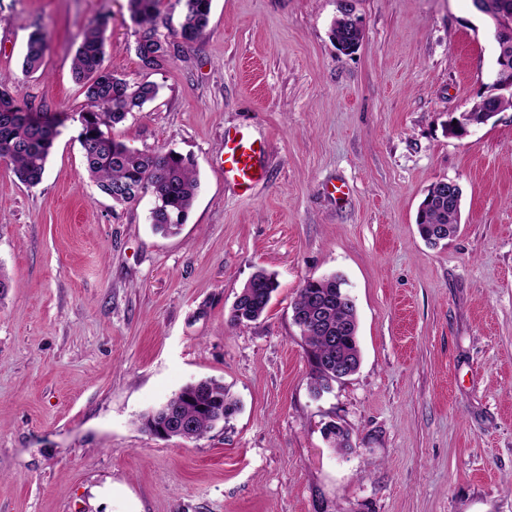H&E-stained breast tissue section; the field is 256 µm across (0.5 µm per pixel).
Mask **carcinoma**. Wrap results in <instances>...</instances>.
Wrapping results in <instances>:
<instances>
[{
	"label": "carcinoma",
	"instance_id": "1",
	"mask_svg": "<svg viewBox=\"0 0 512 512\" xmlns=\"http://www.w3.org/2000/svg\"><path fill=\"white\" fill-rule=\"evenodd\" d=\"M133 20L144 27L137 41L136 55L145 70L163 66L171 55L170 43L161 39L153 28L161 0H128ZM181 23L177 32L181 43L191 45L205 33L209 24L212 0H176ZM332 34L345 52L346 43L359 40L353 23L338 18ZM105 28L102 23L90 25L83 33L73 60L76 81L82 84L87 110L80 114L85 168L101 192L112 196V190L144 183V194L153 199L150 211L154 229L165 236L180 233L186 222L199 186L191 158L174 151L139 152L115 139L107 129L123 122L132 112L140 111L158 94L150 82L131 83L103 66ZM48 50L47 35L36 30L28 38L22 67L27 73L40 69ZM0 76V159L9 161L19 180L28 185L39 184L54 145L59 120L47 114L23 113L17 96ZM460 208L448 198L434 196L423 200L416 219L418 232L428 244L437 245L439 234L453 237L459 230ZM338 275L307 279L298 289L293 302V321L300 328L310 366V385L319 396L336 382V364H346L352 371L360 366L358 336L336 341V326L356 327L357 312L337 283ZM278 288L275 279L263 270L255 272L235 300L230 324L253 322L265 313L272 294ZM238 410L237 402L224 384L203 379L182 387L161 406L143 417L142 426L149 433L160 430L173 435L183 432L196 440L217 424L226 423Z\"/></svg>",
	"mask_w": 512,
	"mask_h": 512
}]
</instances>
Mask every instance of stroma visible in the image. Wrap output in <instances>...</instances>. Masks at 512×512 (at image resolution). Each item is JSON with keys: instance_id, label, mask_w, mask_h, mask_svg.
I'll return each mask as SVG.
<instances>
[{"instance_id": "35a3bbf8", "label": "stroma", "mask_w": 512, "mask_h": 512, "mask_svg": "<svg viewBox=\"0 0 512 512\" xmlns=\"http://www.w3.org/2000/svg\"><path fill=\"white\" fill-rule=\"evenodd\" d=\"M339 9L212 0L187 46L163 0L154 26L174 50L146 70L128 0H0V75L60 119L41 183L0 160V512H512V109L448 134L494 91L493 29L473 0H354L363 38L344 55ZM98 21L105 66L158 87L112 136L197 164L178 236L154 230L151 197L115 204L85 170L72 61ZM37 29L49 48L27 74ZM228 131L264 148L246 194L224 179ZM444 179L461 224L431 246L416 213ZM260 269L279 284L266 313L230 325ZM336 273L362 361L317 397L292 303ZM204 378L238 401L228 424L142 430Z\"/></svg>"}]
</instances>
